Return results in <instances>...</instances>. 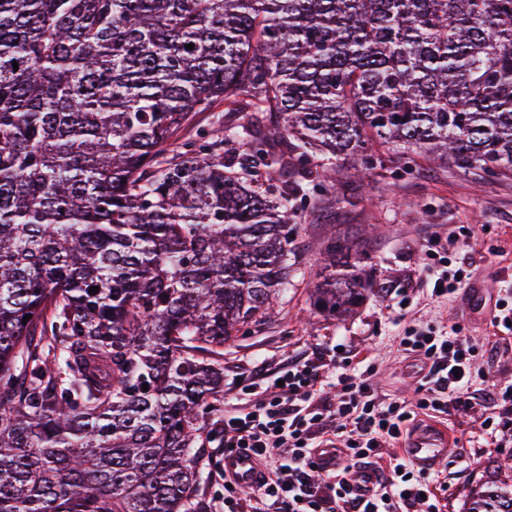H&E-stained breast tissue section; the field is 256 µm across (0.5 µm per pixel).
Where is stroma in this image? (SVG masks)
<instances>
[{
	"mask_svg": "<svg viewBox=\"0 0 512 512\" xmlns=\"http://www.w3.org/2000/svg\"><path fill=\"white\" fill-rule=\"evenodd\" d=\"M336 188L335 208L315 198L299 202L292 244L297 271L272 312L225 345V388L243 404L255 369L275 372L292 357L361 352L374 365L370 380L379 393L410 397L420 363L400 339L416 325L459 327L477 348L479 365L512 383V329L459 296L432 294V273L445 264L491 283L499 298L512 286V178L381 152L368 178L344 172ZM332 240L360 255L372 276L366 301L342 320L317 311L311 299ZM490 413V406L477 404L448 417L455 454L440 466L445 512H462L472 486L512 458V442L501 448L486 442L482 421Z\"/></svg>",
	"mask_w": 512,
	"mask_h": 512,
	"instance_id": "1",
	"label": "stroma"
}]
</instances>
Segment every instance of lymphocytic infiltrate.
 <instances>
[{
    "instance_id": "f902f5d3",
    "label": "lymphocytic infiltrate",
    "mask_w": 512,
    "mask_h": 512,
    "mask_svg": "<svg viewBox=\"0 0 512 512\" xmlns=\"http://www.w3.org/2000/svg\"><path fill=\"white\" fill-rule=\"evenodd\" d=\"M400 343L427 369L411 399L379 395L368 369L334 358L257 374L263 392L224 412V449L250 451L263 473L249 488L225 481L224 512H443L435 474L411 461L390 458L366 495L354 491L353 471L377 465L417 414L444 415L476 400L512 407V384L476 368V349L458 330L413 329ZM327 383L334 396L324 395ZM325 442L340 444L344 467H322Z\"/></svg>"
}]
</instances>
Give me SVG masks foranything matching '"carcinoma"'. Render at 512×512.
<instances>
[{"mask_svg":"<svg viewBox=\"0 0 512 512\" xmlns=\"http://www.w3.org/2000/svg\"><path fill=\"white\" fill-rule=\"evenodd\" d=\"M375 145L512 175V0H0V512H203L224 344L287 290L297 199ZM463 512H512V462Z\"/></svg>","mask_w":512,"mask_h":512,"instance_id":"obj_1","label":"carcinoma"}]
</instances>
